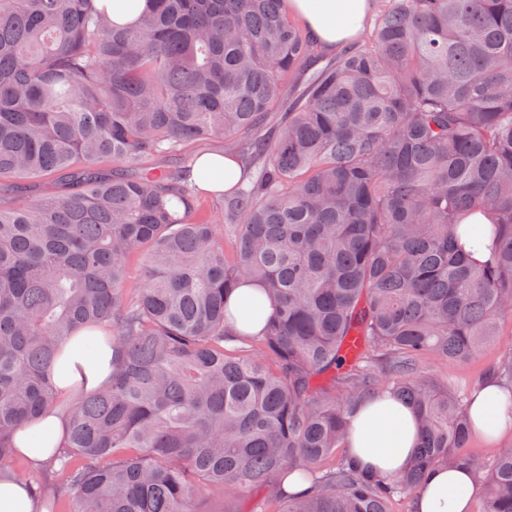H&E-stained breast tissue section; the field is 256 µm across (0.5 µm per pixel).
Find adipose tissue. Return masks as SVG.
Listing matches in <instances>:
<instances>
[{
	"mask_svg": "<svg viewBox=\"0 0 512 512\" xmlns=\"http://www.w3.org/2000/svg\"><path fill=\"white\" fill-rule=\"evenodd\" d=\"M307 31L325 49L333 50L362 30L371 9L370 0H284ZM198 184L210 191L233 187L241 176L236 159L205 154L196 162ZM236 327L244 334H260L271 313L269 300L251 284L243 283L230 298ZM112 370V348L101 333L82 332L65 347L54 365L53 381L59 398L72 396L77 387L93 389L104 384ZM492 377L471 397V417L476 434L495 440L512 422L504 414L511 397ZM67 422L57 409H46L35 421L19 426L11 436L16 456L34 469L44 467L61 450ZM417 445L414 410L387 392L367 400L353 418L345 440L348 456L362 469L393 479L409 465ZM477 496L473 474L439 467L413 497V512H472Z\"/></svg>",
	"mask_w": 512,
	"mask_h": 512,
	"instance_id": "obj_1",
	"label": "adipose tissue"
}]
</instances>
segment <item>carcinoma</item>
I'll list each match as a JSON object with an SVG mask.
<instances>
[{
  "label": "carcinoma",
  "instance_id": "cac0c4a2",
  "mask_svg": "<svg viewBox=\"0 0 512 512\" xmlns=\"http://www.w3.org/2000/svg\"><path fill=\"white\" fill-rule=\"evenodd\" d=\"M379 2L324 60L283 0H156L129 26L94 0H0V185L63 186L0 206V477L10 434L57 406L49 512H202L254 488V512H389L439 465L512 512V447L465 451L470 400L420 375L512 323V0ZM211 137L261 169L208 210L189 146ZM476 213L485 264L461 244ZM245 280L273 306L257 336L230 325ZM95 328L112 380L61 407L59 350ZM381 377L418 413L413 463L321 468ZM293 472L310 491L282 489Z\"/></svg>",
  "mask_w": 512,
  "mask_h": 512
}]
</instances>
